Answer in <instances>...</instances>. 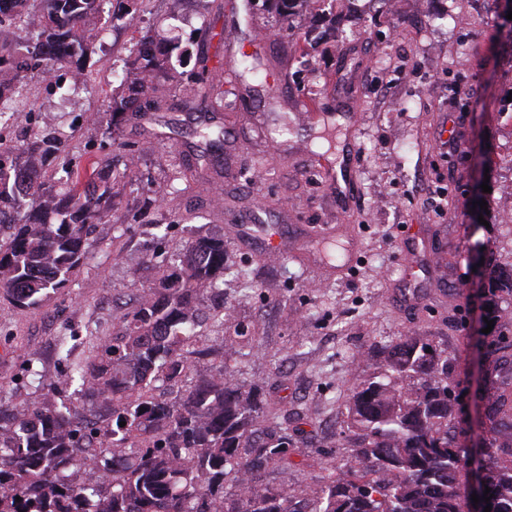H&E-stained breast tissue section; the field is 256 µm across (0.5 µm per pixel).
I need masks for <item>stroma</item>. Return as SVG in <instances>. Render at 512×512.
Listing matches in <instances>:
<instances>
[{"mask_svg":"<svg viewBox=\"0 0 512 512\" xmlns=\"http://www.w3.org/2000/svg\"><path fill=\"white\" fill-rule=\"evenodd\" d=\"M108 0L110 19L86 68L28 72V106L0 124V143L24 156L23 136L57 116L74 165L131 167L108 221L94 225L87 259L66 288L38 308L0 297V399L25 404L29 369L58 379L60 336L82 353L88 335L107 339L117 318L155 287L188 239L220 235L227 263L251 282H226L231 314L203 321L205 356L194 370L220 367L261 381L288 418V470L261 473V486L321 489L347 455V401L368 372L354 354L423 336L448 356L458 398L448 435L483 446L481 419L512 397V294L499 264L512 262V227L502 197L512 189V26L503 0H404L389 18L376 0H317L290 31L252 0ZM136 25H128L129 15ZM163 34L185 63L157 108L112 118L107 108L128 74L129 48ZM390 46L383 67L371 48ZM257 55V77L227 61ZM222 83L224 106L192 97L199 56ZM315 118H306L307 109ZM354 136V182L336 194L335 143ZM223 191V205L214 194ZM486 208H478V201ZM263 224L280 237L263 252L241 236ZM424 227L432 260L412 280L406 237ZM497 263L476 264L477 247Z\"/></svg>","mask_w":512,"mask_h":512,"instance_id":"1","label":"stroma"}]
</instances>
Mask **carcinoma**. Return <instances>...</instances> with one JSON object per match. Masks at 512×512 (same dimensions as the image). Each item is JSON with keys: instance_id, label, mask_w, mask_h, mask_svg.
Wrapping results in <instances>:
<instances>
[{"instance_id": "obj_1", "label": "carcinoma", "mask_w": 512, "mask_h": 512, "mask_svg": "<svg viewBox=\"0 0 512 512\" xmlns=\"http://www.w3.org/2000/svg\"><path fill=\"white\" fill-rule=\"evenodd\" d=\"M0 0V101L23 96L20 73L46 61L87 83L102 0ZM280 29L310 0H264ZM174 47L133 44L127 88L112 97V114L156 105L171 80ZM208 58L197 59L194 95L213 88ZM61 140L47 130L26 144V160L0 151V223L31 196L23 223L0 241V294L35 308L77 276L89 229L112 210V169L94 163L79 172L61 158ZM68 174L55 182L46 162ZM224 239L188 242L179 263L119 318L101 341L87 337L76 356L59 339L73 395L57 400V385H38L25 406L0 405V512H463L459 475L468 455L448 439L456 397L448 386V356L423 336H407L352 391L344 477L319 492L261 489L260 471L288 469V418L267 405L261 382L235 371L201 374L170 402L153 400L157 384L179 386L192 373L186 348L196 344L199 311L209 307L224 325ZM112 406V419L91 428L80 407ZM506 404L485 415L491 440H512ZM126 422L120 426L119 422ZM102 436L103 446L87 445ZM134 439L135 448L126 446ZM491 512H512V464L480 466Z\"/></svg>"}]
</instances>
